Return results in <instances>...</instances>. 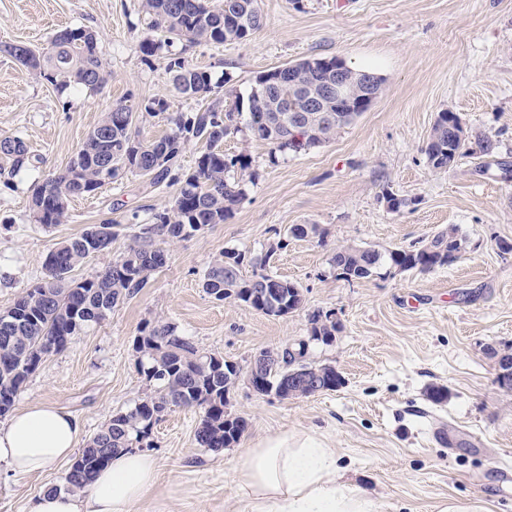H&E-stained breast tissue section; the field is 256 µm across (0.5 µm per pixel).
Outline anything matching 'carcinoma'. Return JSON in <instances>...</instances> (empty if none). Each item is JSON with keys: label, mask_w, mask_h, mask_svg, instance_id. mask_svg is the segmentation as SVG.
Here are the masks:
<instances>
[{"label": "carcinoma", "mask_w": 512, "mask_h": 512, "mask_svg": "<svg viewBox=\"0 0 512 512\" xmlns=\"http://www.w3.org/2000/svg\"><path fill=\"white\" fill-rule=\"evenodd\" d=\"M140 12L146 37L139 44L144 60L159 55L176 42L184 43L180 53H169L166 72L175 92L205 99L213 94L212 76L188 63L182 53L197 44L243 42L264 26L257 0H141ZM22 67L32 70L57 87L96 90L106 79L105 65L98 50L97 34L83 27L67 28L53 35L47 50L25 45H5ZM325 63L327 71L301 60L279 67L255 79L247 98L235 96L224 109L217 100L196 112H169L164 97L148 100L144 111L161 116L169 132L152 142L139 138L135 129L138 107L124 101L115 103L89 133L68 165L37 183L32 192L33 217L46 227L67 219L73 197L91 195L103 185L131 173L146 176L150 187L178 185L170 206L153 214L150 224H139L129 235L123 255L95 275L80 281L72 278L76 267L104 252L117 236L113 231L100 238L95 227L62 241L51 249L42 263L43 276L22 292L7 309L0 311V418L9 414L16 398L44 359L64 350L72 338L92 323L106 318L120 302L138 294L153 273L166 262L164 245L195 235L212 224H222L245 197L242 185L230 182L231 171L247 172L251 157L246 153H224V138L237 129L239 116L248 115L251 136L271 146L272 152L293 150L292 138L302 140V150L323 145L349 126L361 111L356 103L336 109L333 102L321 111H307L306 92L326 74L336 73V59ZM307 116L296 127L288 122L295 112ZM201 145L196 166L181 171L180 160L187 146ZM469 136L448 130V113H439L424 153L437 160L434 168L468 152ZM0 155L11 162L12 171L29 163L22 139L0 140ZM431 246L445 251V260L424 247L385 252L344 246L332 258L334 265L352 280L378 274L383 268L427 273L456 260L464 239L457 226L435 234ZM246 254L224 252L205 274L204 288L214 299H233L268 316L297 311L303 299L294 283L269 274H241ZM309 347L301 352L302 364L287 366L273 359L264 366L261 380L270 391L285 394L297 388L294 371L308 367L318 374L319 387L334 391L339 384L329 363L311 359V346L330 345L336 322L321 312L309 315ZM133 351L147 386L145 396L120 410L95 434L75 457L67 475L66 490L85 489L93 474L112 453L121 448L150 446L154 425L177 409L200 413L195 432L198 445L218 451L238 443L247 429L246 419L230 411L229 376L224 374V357L201 352L189 339L177 333V326L165 320L146 323L134 338Z\"/></svg>", "instance_id": "1"}]
</instances>
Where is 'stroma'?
<instances>
[{"label":"stroma","instance_id":"obj_1","mask_svg":"<svg viewBox=\"0 0 512 512\" xmlns=\"http://www.w3.org/2000/svg\"><path fill=\"white\" fill-rule=\"evenodd\" d=\"M140 0H0V47H45L67 27L97 32L108 75L93 93L55 87L0 50V139L21 137L31 168L11 172L0 158V310L42 276L58 242L112 220L117 237L77 267L81 280L119 258L129 227L150 222L175 187L127 175L96 194L72 198L68 218L49 227L32 218L34 184L65 168L113 103L137 105L141 139L167 132L141 104L166 98L171 111L206 107L176 94L165 59L144 61ZM264 26L247 41L191 48V64L220 82L223 104L262 72L308 57H336L369 68L385 84L379 97L329 143L272 154L246 126L224 140L228 154L250 155L245 198L233 214L166 246L165 265L146 288L48 356L15 407L47 404L74 414L88 441L112 414L146 392L132 341L145 322L163 319L197 348L248 368L254 355L308 336L320 311L340 324L332 345L312 357L332 364L343 384L306 398L279 399L238 384L230 409L248 428L234 447H198L197 411L178 409L153 428L160 476L129 512H242L234 481L245 449L266 436H322L347 479L382 512H512V392L498 382L496 355L512 352V0H259ZM455 113L470 136L497 140L495 156L473 154L448 170L428 166L423 148L439 112ZM410 199L387 210L382 190ZM296 224L317 233L294 238ZM457 225L466 250L426 274L402 272L352 282L332 258L353 245L412 249ZM245 252L244 276L267 273L295 283L300 310L268 316L234 300H215L204 276L224 251ZM448 398L431 401V388ZM69 462L0 480V512L64 486Z\"/></svg>","mask_w":512,"mask_h":512}]
</instances>
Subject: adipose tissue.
<instances>
[{
	"label": "adipose tissue",
	"mask_w": 512,
	"mask_h": 512,
	"mask_svg": "<svg viewBox=\"0 0 512 512\" xmlns=\"http://www.w3.org/2000/svg\"><path fill=\"white\" fill-rule=\"evenodd\" d=\"M82 429L73 414L33 404L0 424V465L14 476L45 471L71 457ZM158 477V460L121 451L95 473L83 493L42 490L27 512H127ZM235 482L245 512H380L368 491L348 481L335 449L317 436L283 432L240 456Z\"/></svg>",
	"instance_id": "1"
}]
</instances>
